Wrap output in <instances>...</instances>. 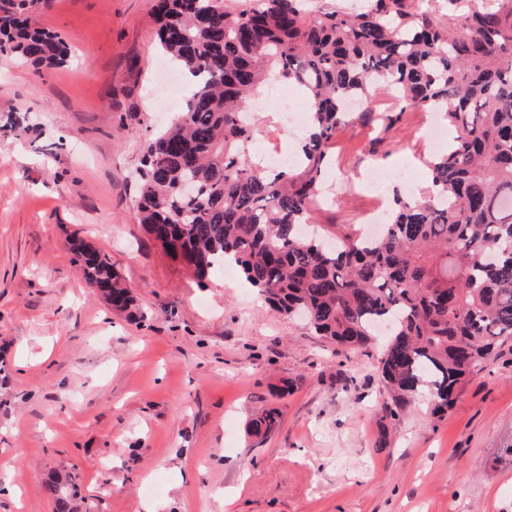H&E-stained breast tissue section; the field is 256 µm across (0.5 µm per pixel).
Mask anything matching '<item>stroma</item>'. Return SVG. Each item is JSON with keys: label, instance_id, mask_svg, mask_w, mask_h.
<instances>
[{"label": "stroma", "instance_id": "obj_1", "mask_svg": "<svg viewBox=\"0 0 512 512\" xmlns=\"http://www.w3.org/2000/svg\"><path fill=\"white\" fill-rule=\"evenodd\" d=\"M157 3L40 0L68 62H0V512H53L55 470L92 512H512V339L447 415L422 399L395 419L375 347L268 311L239 273L193 279L138 224L141 144L181 109ZM440 122L409 109L341 126L327 176L348 189L313 223L361 230L375 165L422 189ZM73 235L108 255L143 318L86 286ZM270 408L282 424L260 445L250 424Z\"/></svg>", "mask_w": 512, "mask_h": 512}]
</instances>
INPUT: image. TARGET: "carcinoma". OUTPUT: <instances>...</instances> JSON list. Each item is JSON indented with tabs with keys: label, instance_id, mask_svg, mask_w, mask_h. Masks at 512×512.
Instances as JSON below:
<instances>
[{
	"label": "carcinoma",
	"instance_id": "cac0c4a2",
	"mask_svg": "<svg viewBox=\"0 0 512 512\" xmlns=\"http://www.w3.org/2000/svg\"><path fill=\"white\" fill-rule=\"evenodd\" d=\"M0 55L37 70L66 63L57 34L25 17L34 0H7ZM445 22L414 0H373L357 12L303 0H160L159 43L193 88L175 121L147 137L137 186L139 223L166 254L204 279L235 267L271 310L306 319L341 345L381 347L376 372L396 417L421 394L443 413L478 367L512 338V0H441ZM313 98L292 165L267 167L249 150L252 94L269 75ZM384 84L403 108L439 112L448 149L428 162L439 192L395 191L376 235L331 244L309 234L337 129L372 111ZM82 277L133 317L135 300L112 264L70 240ZM271 408L253 422L266 438ZM54 512H89L69 475L47 482Z\"/></svg>",
	"mask_w": 512,
	"mask_h": 512
}]
</instances>
